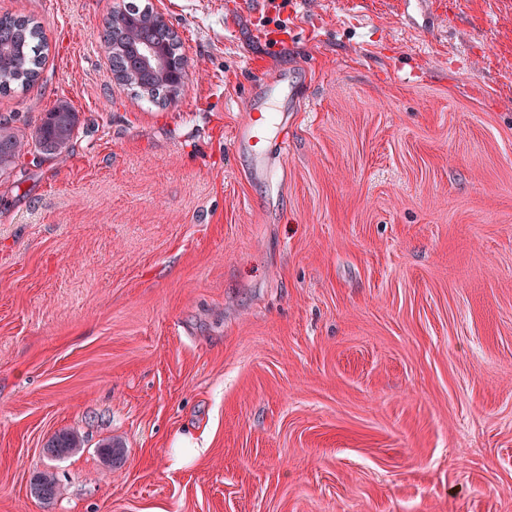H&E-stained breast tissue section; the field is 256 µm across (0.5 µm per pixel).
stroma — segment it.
<instances>
[{
  "instance_id": "1",
  "label": "stroma",
  "mask_w": 512,
  "mask_h": 512,
  "mask_svg": "<svg viewBox=\"0 0 512 512\" xmlns=\"http://www.w3.org/2000/svg\"><path fill=\"white\" fill-rule=\"evenodd\" d=\"M118 2L0 0L49 43L0 116L79 118L0 174V512H512V0H150L165 105L113 78ZM281 70L261 174L233 134ZM78 124L77 113L68 105L45 112L36 127L35 140L40 154L58 160L69 154ZM47 448L54 452L56 457H63L80 448V440L74 432L64 431L53 436ZM195 442H189L184 438L179 439L170 455V465L172 468H182L192 462L204 449L197 448Z\"/></svg>"
}]
</instances>
